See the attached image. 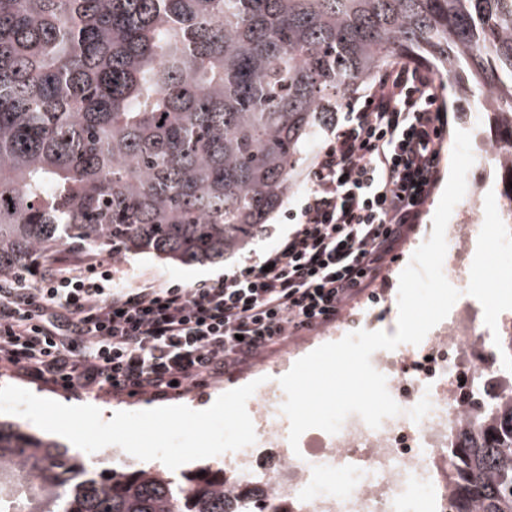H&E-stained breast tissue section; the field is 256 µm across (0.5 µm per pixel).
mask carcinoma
I'll list each match as a JSON object with an SVG mask.
<instances>
[{"label": "carcinoma", "mask_w": 512, "mask_h": 512, "mask_svg": "<svg viewBox=\"0 0 512 512\" xmlns=\"http://www.w3.org/2000/svg\"><path fill=\"white\" fill-rule=\"evenodd\" d=\"M403 58L512 135V0H0V277L67 247H247L320 130ZM448 469V512H512V388ZM229 504L206 467L101 472L0 423V512Z\"/></svg>", "instance_id": "carcinoma-1"}]
</instances>
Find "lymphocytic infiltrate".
<instances>
[{"label": "lymphocytic infiltrate", "mask_w": 512, "mask_h": 512, "mask_svg": "<svg viewBox=\"0 0 512 512\" xmlns=\"http://www.w3.org/2000/svg\"><path fill=\"white\" fill-rule=\"evenodd\" d=\"M443 107L429 71H386L318 155L291 229L192 287L131 277L109 255L0 277V363L69 393L158 398L223 377L366 295L435 184Z\"/></svg>", "instance_id": "obj_1"}]
</instances>
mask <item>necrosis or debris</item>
<instances>
[{
	"label": "necrosis or debris",
	"instance_id": "1",
	"mask_svg": "<svg viewBox=\"0 0 512 512\" xmlns=\"http://www.w3.org/2000/svg\"><path fill=\"white\" fill-rule=\"evenodd\" d=\"M480 225L448 227L443 273L461 295L420 344L372 354L401 414L370 428L350 415L338 433L320 432L314 448L293 451L286 395L266 380L248 399L256 441L224 455L231 500L240 512H447L448 450L459 424L478 407L506 397L512 377V310L487 320L478 294L467 291L466 269L480 255Z\"/></svg>",
	"mask_w": 512,
	"mask_h": 512
}]
</instances>
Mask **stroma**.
I'll list each match as a JSON object with an SVG mask.
<instances>
[{"label": "stroma", "instance_id": "stroma-1", "mask_svg": "<svg viewBox=\"0 0 512 512\" xmlns=\"http://www.w3.org/2000/svg\"><path fill=\"white\" fill-rule=\"evenodd\" d=\"M441 100L445 108V127L443 147L438 162V178L432 189L423 211L401 247L397 258L392 262L382 281L375 287V298H361L353 303L347 313L336 325L343 334L361 330L366 314L374 312L378 315V328L385 331L396 328L398 319V286L399 276L410 263L415 250L429 239L433 230V216L449 177L451 156L454 147L456 130H464L471 135L472 148H480L487 143L489 130L484 124L480 111L473 106H465L464 110H456L454 94L448 82H441ZM330 137L329 131H322L316 143L309 148L306 159L296 178L295 185L285 197L281 206L267 220L262 233L245 249L227 256L223 261L201 264H176L159 259L149 253H128L123 257V268L130 274L151 279L173 281L183 286H192L201 279L215 277L232 268L254 261L264 251L275 246L278 238L288 230V213L298 210L307 185L309 172L316 161L322 144ZM253 372L252 367H245L233 374L208 382L205 385H188L184 392L176 396L159 399L151 395L127 396L111 394L97 396L94 394H72L51 386L32 381L22 375L11 372L0 366V387L7 385L19 386L30 390L40 397L53 399L67 405H93L100 409L103 420H110L112 413L117 411H141L162 405H184L198 409L212 404L221 394L241 387L246 377Z\"/></svg>", "mask_w": 512, "mask_h": 512}]
</instances>
